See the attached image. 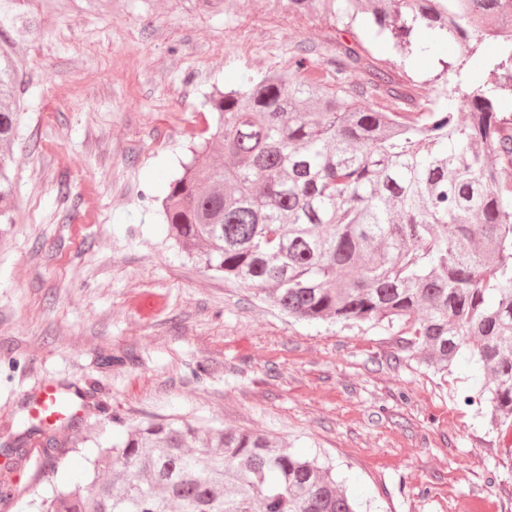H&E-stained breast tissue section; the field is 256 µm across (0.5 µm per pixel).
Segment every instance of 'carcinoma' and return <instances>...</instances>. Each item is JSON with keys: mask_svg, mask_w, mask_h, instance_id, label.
Instances as JSON below:
<instances>
[{"mask_svg": "<svg viewBox=\"0 0 512 512\" xmlns=\"http://www.w3.org/2000/svg\"><path fill=\"white\" fill-rule=\"evenodd\" d=\"M392 43L399 66L453 41L433 81L454 84L433 108L401 111L422 86L370 70L336 41V84L289 72L248 78L209 99L216 129L194 136L163 199L168 236L203 267L308 322L385 321L448 376L466 352L479 398L512 461V0H287ZM426 27L431 39L419 42ZM0 23V221L12 222L20 60ZM498 44L490 56L472 43ZM370 72L354 89L350 78ZM373 104L362 107L357 96ZM464 108L467 121L457 122ZM57 428L23 421L13 441L39 479L65 456ZM37 512H357L331 467L257 430L152 420L100 450L86 483L62 484Z\"/></svg>", "mask_w": 512, "mask_h": 512, "instance_id": "1", "label": "carcinoma"}]
</instances>
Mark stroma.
Segmentation results:
<instances>
[{
	"instance_id": "1",
	"label": "stroma",
	"mask_w": 512,
	"mask_h": 512,
	"mask_svg": "<svg viewBox=\"0 0 512 512\" xmlns=\"http://www.w3.org/2000/svg\"><path fill=\"white\" fill-rule=\"evenodd\" d=\"M11 13L32 34L15 48L27 91L0 234V444L49 381L109 411L59 428L70 463L37 483L0 451V481L27 488L0 512H33L59 479L81 481L94 439L124 434L115 414L262 430L331 464L362 512H465L474 497L512 512V464L489 413L463 402L481 387L473 363L459 358L443 380L398 327L289 318L189 259L158 213L166 177L213 120L214 89L286 69L301 44L309 70L335 83L342 22L284 0L219 12L204 0H14ZM360 44L396 83L423 85L415 112L442 90L438 59L459 56L449 44L403 69L385 38Z\"/></svg>"
}]
</instances>
